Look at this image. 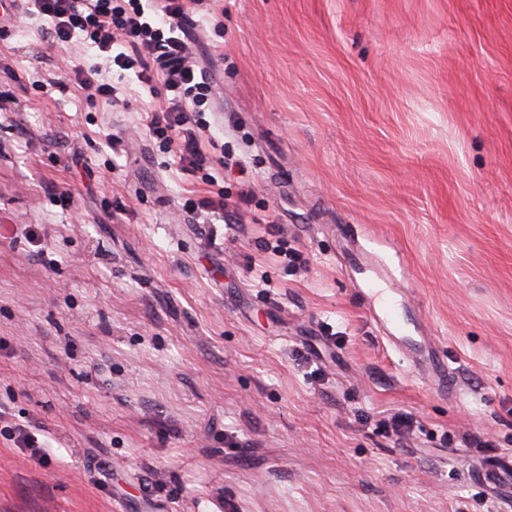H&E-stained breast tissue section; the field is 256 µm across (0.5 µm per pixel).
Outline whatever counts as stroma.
Returning a JSON list of instances; mask_svg holds the SVG:
<instances>
[{"label": "stroma", "mask_w": 512, "mask_h": 512, "mask_svg": "<svg viewBox=\"0 0 512 512\" xmlns=\"http://www.w3.org/2000/svg\"><path fill=\"white\" fill-rule=\"evenodd\" d=\"M6 13L0 512H512V0H186L194 172L161 81L89 100L95 48ZM208 174L250 204L201 213ZM361 244L447 378L381 340Z\"/></svg>", "instance_id": "stroma-1"}]
</instances>
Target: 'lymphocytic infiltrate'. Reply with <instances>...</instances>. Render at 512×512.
<instances>
[{"mask_svg": "<svg viewBox=\"0 0 512 512\" xmlns=\"http://www.w3.org/2000/svg\"><path fill=\"white\" fill-rule=\"evenodd\" d=\"M32 14L53 26L54 40L81 36L97 50L99 63L76 68V79L92 97L111 99L106 67L136 70L140 82L161 78L171 98L152 111L155 137L174 146L181 162L202 165L204 153L191 127L192 114L207 100L210 82L203 68L189 58L181 36L183 0H29Z\"/></svg>", "mask_w": 512, "mask_h": 512, "instance_id": "f902f5d3", "label": "lymphocytic infiltrate"}]
</instances>
